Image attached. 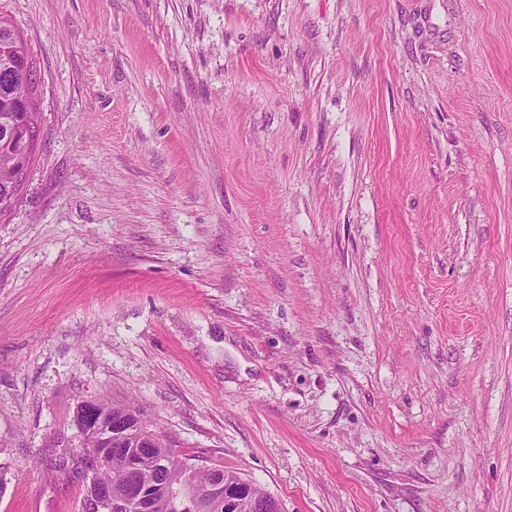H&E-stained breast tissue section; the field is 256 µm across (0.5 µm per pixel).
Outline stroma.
Listing matches in <instances>:
<instances>
[{
  "instance_id": "obj_1",
  "label": "stroma",
  "mask_w": 512,
  "mask_h": 512,
  "mask_svg": "<svg viewBox=\"0 0 512 512\" xmlns=\"http://www.w3.org/2000/svg\"><path fill=\"white\" fill-rule=\"evenodd\" d=\"M0 512L131 401L282 512H512V0H0ZM38 74L37 69L29 64H24L20 67L9 66V73L5 75L4 82L11 87L13 86H24V87H36L38 85ZM25 90L22 87H13L12 89H4L3 83L0 80V125L7 120H12L16 123L21 117L18 112L6 110L3 100H7L11 96L21 98L25 95ZM39 134V130L35 127V125H30L29 127H16V125L12 124L9 126H4L1 128V137L4 140L15 141L17 139H21L22 142L25 143L27 148V152L31 148L34 140L37 139ZM34 149H30L27 158L32 163ZM22 163V157L15 145L7 147L0 140V188L10 183L15 170Z\"/></svg>"
}]
</instances>
